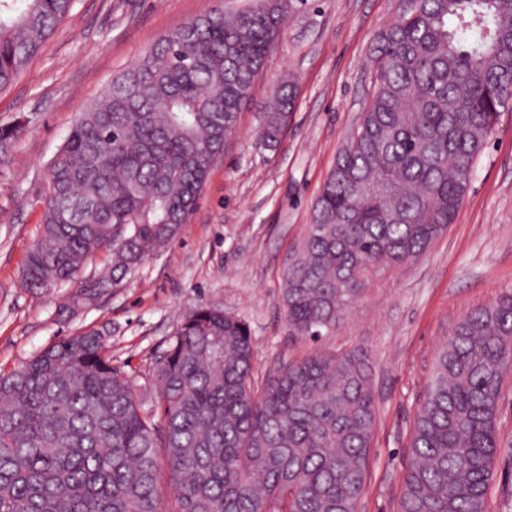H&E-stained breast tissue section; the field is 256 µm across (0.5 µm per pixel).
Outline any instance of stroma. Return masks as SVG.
I'll use <instances>...</instances> for the list:
<instances>
[{
	"mask_svg": "<svg viewBox=\"0 0 512 512\" xmlns=\"http://www.w3.org/2000/svg\"><path fill=\"white\" fill-rule=\"evenodd\" d=\"M248 4L77 0L42 52L0 91V126L25 124L13 148L0 153V372L100 328L113 364L144 395L184 314L209 301L249 324L260 375L314 350L366 347L378 414L359 512H399L414 418L438 352L467 311L512 290V103L499 112L447 232L374 288L335 332L316 342L294 336L281 292L322 184L370 98V44L397 17L400 0H299L187 224L96 304L61 317L72 285L32 289L21 278L38 236L45 166L75 114L173 28L220 6ZM289 75L294 106L277 147L268 148L260 117ZM498 432L488 512H512V375L503 384Z\"/></svg>",
	"mask_w": 512,
	"mask_h": 512,
	"instance_id": "35a3bbf8",
	"label": "stroma"
}]
</instances>
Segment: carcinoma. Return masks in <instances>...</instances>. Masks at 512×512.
<instances>
[{"label": "carcinoma", "instance_id": "cac0c4a2", "mask_svg": "<svg viewBox=\"0 0 512 512\" xmlns=\"http://www.w3.org/2000/svg\"><path fill=\"white\" fill-rule=\"evenodd\" d=\"M75 2L0 0V91ZM294 9L295 0H253L202 14L78 113L44 174L27 287L72 282L111 250L106 272L59 308L68 314L172 240ZM370 53L376 73L358 132L336 156L285 275L288 324L306 339L334 332L453 223L512 99V0H401ZM293 102L285 80L262 113L267 144ZM253 357L249 325L204 304L171 337L144 404L112 366L102 330L0 373V512H359L377 420L367 351H315L259 382ZM511 373L506 292L468 312L435 359L399 512H486Z\"/></svg>", "mask_w": 512, "mask_h": 512}]
</instances>
